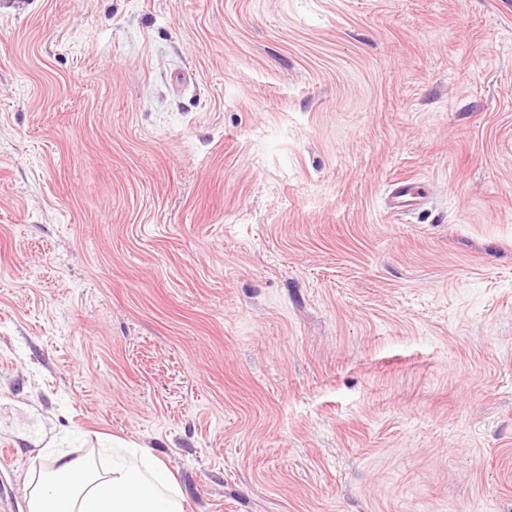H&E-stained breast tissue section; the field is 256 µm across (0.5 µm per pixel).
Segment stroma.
Listing matches in <instances>:
<instances>
[{
  "label": "stroma",
  "mask_w": 512,
  "mask_h": 512,
  "mask_svg": "<svg viewBox=\"0 0 512 512\" xmlns=\"http://www.w3.org/2000/svg\"><path fill=\"white\" fill-rule=\"evenodd\" d=\"M115 442L185 512H512V0H0L12 512ZM393 198L395 199L396 206L404 208L416 204L420 199L424 198V191L405 179H398L393 183Z\"/></svg>",
  "instance_id": "35a3bbf8"
}]
</instances>
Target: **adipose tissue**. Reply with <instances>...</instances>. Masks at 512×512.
Returning <instances> with one entry per match:
<instances>
[{"instance_id":"adipose-tissue-1","label":"adipose tissue","mask_w":512,"mask_h":512,"mask_svg":"<svg viewBox=\"0 0 512 512\" xmlns=\"http://www.w3.org/2000/svg\"><path fill=\"white\" fill-rule=\"evenodd\" d=\"M28 512H184L181 492L164 465L129 452L100 468L61 453L32 481Z\"/></svg>"}]
</instances>
